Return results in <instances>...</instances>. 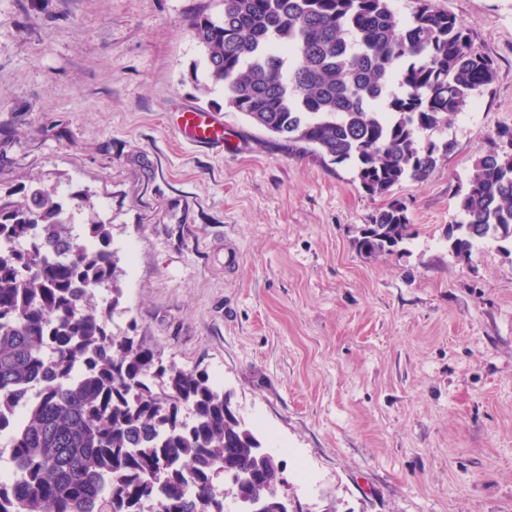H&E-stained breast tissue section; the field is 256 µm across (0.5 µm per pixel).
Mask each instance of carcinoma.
<instances>
[{
  "mask_svg": "<svg viewBox=\"0 0 512 512\" xmlns=\"http://www.w3.org/2000/svg\"><path fill=\"white\" fill-rule=\"evenodd\" d=\"M391 0H222L191 30L207 77L239 112L291 151L352 165L385 196L426 181L448 144L423 133L448 123L495 78L457 18L415 0L407 20ZM512 127L473 164L446 238L459 258L477 243L512 242ZM88 234L73 233L66 200L40 183L0 194V419L24 404L9 440L15 477L0 512H224L225 471L278 512L282 461L266 451L204 370L184 369L109 330L97 289L117 278L108 225L85 195ZM416 235L394 199L355 247L393 254ZM95 242V249L85 241ZM41 386L31 401L29 391Z\"/></svg>",
  "mask_w": 512,
  "mask_h": 512,
  "instance_id": "obj_1",
  "label": "carcinoma"
}]
</instances>
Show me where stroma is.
Here are the masks:
<instances>
[{"label": "stroma", "mask_w": 512, "mask_h": 512, "mask_svg": "<svg viewBox=\"0 0 512 512\" xmlns=\"http://www.w3.org/2000/svg\"><path fill=\"white\" fill-rule=\"evenodd\" d=\"M496 77L431 139L436 172L368 195L350 164L277 145L224 104L189 27L221 0H0V193L38 179L112 226V333L223 372L256 436L288 445L291 512H512V254L445 233L512 126V0H433ZM224 126L181 141L175 112ZM416 236L354 246L388 199ZM175 134L194 144H206L216 149L224 148V126L216 122L208 112L187 109L178 112Z\"/></svg>", "instance_id": "stroma-1"}]
</instances>
